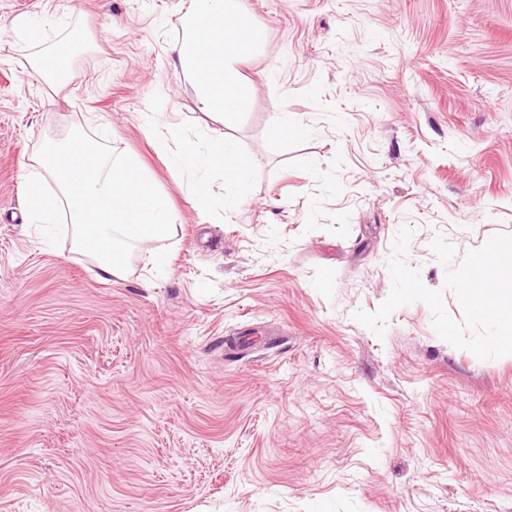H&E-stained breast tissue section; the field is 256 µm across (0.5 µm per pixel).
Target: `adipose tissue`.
Here are the masks:
<instances>
[{"label": "adipose tissue", "instance_id": "ef3b65f1", "mask_svg": "<svg viewBox=\"0 0 512 512\" xmlns=\"http://www.w3.org/2000/svg\"><path fill=\"white\" fill-rule=\"evenodd\" d=\"M226 27L236 31V38H222ZM256 38L255 29L240 13L235 0H193L192 10L183 18L175 67L191 83L201 110L225 122L245 110L251 99V82L236 63L253 47ZM177 160L188 169L202 165L222 168L227 181L225 208L236 209L243 204L238 186L247 165L231 141L222 138L200 148L187 147Z\"/></svg>", "mask_w": 512, "mask_h": 512}]
</instances>
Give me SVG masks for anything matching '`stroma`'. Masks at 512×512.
Returning a JSON list of instances; mask_svg holds the SVG:
<instances>
[{
    "mask_svg": "<svg viewBox=\"0 0 512 512\" xmlns=\"http://www.w3.org/2000/svg\"><path fill=\"white\" fill-rule=\"evenodd\" d=\"M238 4L260 40L225 124L173 67L191 0H0V512H512V356L451 346L421 301L381 338L353 317L402 226L458 321L432 240L512 234V0ZM53 50L54 87L29 65ZM75 128L177 216L108 283L27 218V159ZM225 136L234 210L221 170L176 164ZM177 160L187 169L202 165L224 169L228 186L224 194V209H237L243 204L244 199L237 187L243 180L247 165L231 141L226 138L209 140L202 149L189 146L177 155Z\"/></svg>",
    "mask_w": 512,
    "mask_h": 512,
    "instance_id": "1",
    "label": "stroma"
}]
</instances>
